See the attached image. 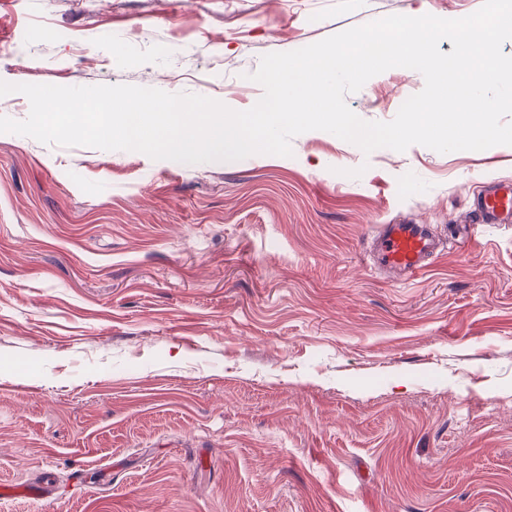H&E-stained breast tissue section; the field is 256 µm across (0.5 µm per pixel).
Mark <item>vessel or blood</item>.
Returning a JSON list of instances; mask_svg holds the SVG:
<instances>
[{
    "label": "vessel or blood",
    "mask_w": 512,
    "mask_h": 512,
    "mask_svg": "<svg viewBox=\"0 0 512 512\" xmlns=\"http://www.w3.org/2000/svg\"><path fill=\"white\" fill-rule=\"evenodd\" d=\"M472 225L481 229L487 224L500 223L503 215L512 213V187L495 185L474 196L470 205ZM443 251L439 240L424 224H384L375 237V264L390 272L414 275L425 270ZM24 495L46 499L51 495L49 482L25 485L0 484V496Z\"/></svg>",
    "instance_id": "vessel-or-blood-1"
}]
</instances>
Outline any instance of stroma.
<instances>
[{
  "label": "stroma",
  "mask_w": 512,
  "mask_h": 512,
  "mask_svg": "<svg viewBox=\"0 0 512 512\" xmlns=\"http://www.w3.org/2000/svg\"><path fill=\"white\" fill-rule=\"evenodd\" d=\"M417 0H0V80L244 111L263 55ZM395 67L346 98L392 120ZM184 164L0 134V512H512V146ZM447 243L411 278L380 224ZM472 225L480 230L485 224H502L501 217L512 213V187L494 185L474 196L470 205ZM18 494L33 499H46L51 496V486L48 481L32 482L25 485L0 484L1 498Z\"/></svg>",
  "instance_id": "35a3bbf8"
}]
</instances>
